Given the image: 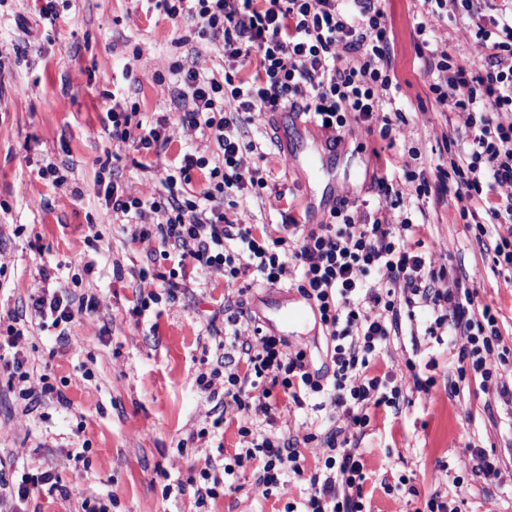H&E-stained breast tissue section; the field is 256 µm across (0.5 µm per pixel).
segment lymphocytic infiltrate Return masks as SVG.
<instances>
[{"instance_id":"lymphocytic-infiltrate-1","label":"lymphocytic infiltrate","mask_w":512,"mask_h":512,"mask_svg":"<svg viewBox=\"0 0 512 512\" xmlns=\"http://www.w3.org/2000/svg\"><path fill=\"white\" fill-rule=\"evenodd\" d=\"M170 19L195 16L198 36L224 48V68L203 70L174 63L173 95L179 122L189 129L208 130L221 157L217 162L183 154L169 166L157 200L144 204L115 180L104 186V200L121 223L132 225V236L156 242L162 258L202 273L219 272L227 284L245 278L275 285L296 269L297 290L312 302L326 338L331 372L310 371L308 351H289L286 337L267 332L256 345L240 350L241 367L213 368L199 375L198 387L215 399L218 413L210 429L236 422L242 447L223 477L214 463L178 482V494L192 493L197 504L216 498L219 485H233L239 468L251 466L263 494L285 485L290 476H308L311 492L302 508L286 512H364V463L357 449L336 428L324 431L327 449L321 466L305 471V457L292 442L255 426L259 416L271 417L269 402L280 392L296 405L315 401L318 410H342L349 427L363 429L373 406H395L399 386L391 375H377L375 360L390 337L399 335L403 319H415L417 309L431 311L424 333L437 337L448 328L468 339L457 355V377L496 375L487 357L503 343L498 318L489 306L478 305L467 288L449 291L439 283L446 268L426 263L417 250L416 224L396 218L404 199V184L416 195L443 203L455 194L462 218L472 219L479 235L512 222V10L492 26L478 25L469 43L476 69L457 65L446 52L424 58L431 76L429 91L438 107L451 112L472 137L466 157L450 168H437L433 177L407 174L404 184L388 175L374 180L381 200L371 211L357 203L339 201L320 224H305L284 236L224 215V202L265 188L267 182L251 165L243 144L244 124L289 108L303 113L329 133L351 125L379 128L390 138L393 124L392 76L387 52L386 14L379 0H159ZM255 72L247 80L232 74L246 60ZM113 141L134 144L136 150L162 152L169 139L167 118L155 124L133 121L121 104L107 112ZM206 171L200 189L191 186L193 170ZM506 189L500 201L489 191ZM76 310L65 291L33 297L26 313L14 314L5 328L15 343L28 320L57 328L67 337ZM223 379V393L212 386ZM261 403H254V394ZM0 460V500L28 499L33 492L55 493L60 484L51 472L9 479Z\"/></svg>"}]
</instances>
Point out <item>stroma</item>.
Instances as JSON below:
<instances>
[{
  "instance_id": "stroma-1",
  "label": "stroma",
  "mask_w": 512,
  "mask_h": 512,
  "mask_svg": "<svg viewBox=\"0 0 512 512\" xmlns=\"http://www.w3.org/2000/svg\"><path fill=\"white\" fill-rule=\"evenodd\" d=\"M46 0H5L0 5V316L24 310L36 289H68L75 299L94 300L92 315L76 319L68 341L56 329H33L0 356L21 354L30 373L28 387L54 386L35 404L21 400L0 367V458L17 473L52 471L71 491L69 498L33 493L25 502L4 503L5 512H82L78 487L91 488L109 512H284L301 505L310 488L296 478L271 495L255 485L251 468L238 471L236 488L197 506L180 495L177 480L204 468L207 460L233 456L236 427L222 437H200L210 427L213 403L196 384L215 365L209 320L221 305L243 302L248 311L237 328L240 341L256 343V327L275 323L273 302L293 304L301 296L289 282L239 294L222 275L191 274L189 293L135 315L139 295L162 292L169 261H153L155 242L131 239L116 223L97 183L110 151L114 179L125 192L150 202L163 188L166 162L183 152L214 159L216 146L201 131L180 125L168 84L173 61L221 70L222 45L196 34L189 18L169 19L156 0H68L55 22L45 20ZM392 28L394 92L401 115L394 144L379 132L351 126L336 147L331 173L337 197L372 199L383 158L405 173H432L449 154L467 150L469 137L438 108L429 91L431 77L419 55L415 28L426 23L438 49H452L458 64L470 65V20L421 12L418 0H387ZM26 43L25 61L13 48ZM140 61H133L134 49ZM137 103L138 118L169 119L170 141L162 156L134 148H114L104 127L113 100ZM452 147H445V139ZM244 141L257 144L254 166L269 172L266 189L236 197L224 209L228 220L279 231L300 218L305 172L283 166L274 132L246 126ZM64 167L66 182L55 186L40 177L47 163ZM402 213L419 224L421 252L435 266L448 267L445 288L465 286L498 312L505 346L512 348V287L493 262V235L477 237L459 214L455 196L444 203L405 196ZM425 314L403 321L377 359L383 371L400 376L414 360L428 389L405 384L398 409L369 411L365 431L344 428L364 455L369 496L366 512H415L432 493L460 512H512V360L488 382L467 378L459 394L456 356L466 336L440 344L424 336ZM458 381V380H457ZM316 411L282 402L269 432L290 439L308 469L326 455L311 439ZM481 448L498 462L496 478L471 470L470 451Z\"/></svg>"
}]
</instances>
